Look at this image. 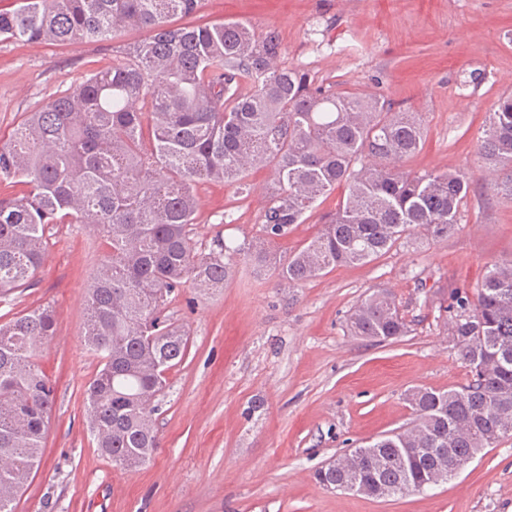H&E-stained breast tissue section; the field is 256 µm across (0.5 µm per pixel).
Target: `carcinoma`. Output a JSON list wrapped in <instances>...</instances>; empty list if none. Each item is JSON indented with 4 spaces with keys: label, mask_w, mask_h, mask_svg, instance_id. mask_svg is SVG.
Returning <instances> with one entry per match:
<instances>
[{
    "label": "carcinoma",
    "mask_w": 512,
    "mask_h": 512,
    "mask_svg": "<svg viewBox=\"0 0 512 512\" xmlns=\"http://www.w3.org/2000/svg\"><path fill=\"white\" fill-rule=\"evenodd\" d=\"M198 0H16L0 10L5 40L68 44L145 29L112 65L57 91L25 113L0 144V180L27 187L0 199V297L28 287L57 224H97L106 252L88 289L82 340L99 360L86 390L89 430L101 453L126 468L160 445L155 400L188 350V333L164 315L190 283L224 289L234 258L299 285L341 265L367 264L409 231L446 238L461 219L464 172L418 173L408 162L425 127L379 93L338 92L278 65L274 29L237 22L172 25ZM484 168H512V94L500 96L480 139ZM269 172L263 238L196 251L195 187L219 181L250 192L247 176ZM343 195L317 234L282 258L271 248L336 189ZM448 335L471 379L458 389L406 393L411 426L352 449L346 464L320 468L325 488L351 479L381 499L418 490L450 459L476 458L512 437V257L492 263L475 292L448 295ZM47 309L0 323V512L37 472L54 387L36 364L53 335ZM356 336L397 340L409 332L392 294L360 301ZM427 448H446L439 459ZM381 469L364 465L396 462Z\"/></svg>",
    "instance_id": "cac0c4a2"
}]
</instances>
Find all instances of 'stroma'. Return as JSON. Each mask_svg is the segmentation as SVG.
<instances>
[{
	"mask_svg": "<svg viewBox=\"0 0 512 512\" xmlns=\"http://www.w3.org/2000/svg\"><path fill=\"white\" fill-rule=\"evenodd\" d=\"M196 20L276 29L280 63L335 90L360 89L420 113L414 171H463L481 183L453 233L412 231L363 266H339L291 286L236 261L223 291L184 286L167 312L189 334L155 414L161 446L133 469L103 456L85 415L97 363L80 333L87 288L105 251L93 224H60L27 288L0 316L55 315L37 362L55 388L41 466L16 512H512V439L484 449L439 486L388 499L323 489L332 457L397 430L416 387L455 389L469 369L444 327L451 289H474L512 256V195L478 167V140L500 95L512 94V0H200ZM108 41L48 46L0 40V139L49 94L112 64ZM248 196L203 182L193 240L250 241L262 227L268 171ZM395 295L411 332L395 341L353 335L365 296Z\"/></svg>",
	"mask_w": 512,
	"mask_h": 512,
	"instance_id": "stroma-1",
	"label": "stroma"
}]
</instances>
